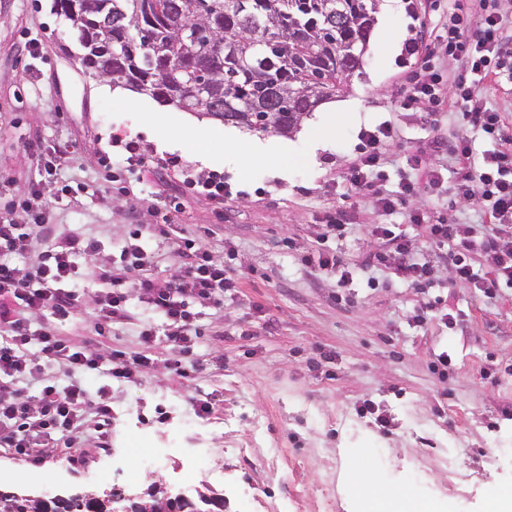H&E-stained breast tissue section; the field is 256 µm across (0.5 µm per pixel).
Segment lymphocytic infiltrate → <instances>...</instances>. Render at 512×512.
I'll return each mask as SVG.
<instances>
[{
	"label": "lymphocytic infiltrate",
	"instance_id": "1",
	"mask_svg": "<svg viewBox=\"0 0 512 512\" xmlns=\"http://www.w3.org/2000/svg\"><path fill=\"white\" fill-rule=\"evenodd\" d=\"M503 30L498 0H448V27L433 36L434 45L466 62L465 73L455 82V96L461 119L472 134L458 138L450 149L457 162L452 177L430 170L428 186L433 190L448 187L460 197L477 196L489 221L434 223L426 214L407 210L409 220L424 229L427 249L419 254L394 225H373L371 234L381 242L372 256L373 264L392 268L411 287L431 285L442 264L451 268L456 281L473 285L489 300L497 299L502 287H512V133L507 132L500 113L484 107L475 94L477 83L484 79L512 78V55L501 50ZM426 51V46L413 39L405 45L418 70L400 88L398 108L408 110L437 100L440 76L431 69ZM476 136L489 145L479 156L472 147ZM394 137V131L387 128L364 132L358 159L341 176L348 190L371 194L376 207L385 212L406 209L415 192L414 183L405 177L394 192L382 188L386 146ZM23 206L27 223L0 219V385L10 387L8 393H0V447L31 456L81 447L91 414L97 419L98 441H105L112 406L105 397H92L79 374L105 367L113 379L132 382L149 358L118 349L105 355L93 349L90 341L60 335L54 327L33 329L32 318L40 313L61 321L75 318L81 305L72 286L77 261L97 256L100 246L80 234L53 237L39 190H31ZM165 233L156 224L131 225L120 262L95 268L94 276L104 287L91 298L94 333L109 335L113 322L125 317L126 288L136 283L141 301L166 321L172 350L166 369L186 378L191 370L180 355L194 345L193 303L223 302L225 291L237 287L238 281L224 266L212 262L195 239L180 236L173 240L174 252L187 257V264L168 278L153 275L154 256L142 241L145 236ZM15 256L30 257L31 262L27 268H16L11 263ZM46 361L63 367L71 382L63 386L44 378ZM32 380L39 383L33 395L20 387L21 382Z\"/></svg>",
	"mask_w": 512,
	"mask_h": 512
}]
</instances>
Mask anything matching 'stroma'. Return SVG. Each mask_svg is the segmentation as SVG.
<instances>
[{"label":"stroma","instance_id":"35a3bbf8","mask_svg":"<svg viewBox=\"0 0 512 512\" xmlns=\"http://www.w3.org/2000/svg\"><path fill=\"white\" fill-rule=\"evenodd\" d=\"M395 3L374 24L362 73L338 97L323 147L309 142L322 107L292 135L251 132L256 153L281 159L275 169L225 153L234 126L109 90L80 64L52 0H0V175L9 178L0 184V217L24 223L21 208L4 204L38 184L56 234L95 238L100 259L116 261L128 225L162 223L163 203L174 202V232L196 239L239 279L222 305H196L195 345L183 360L203 367L188 380L165 369V320L129 286L128 315L108 344L143 352L141 331L152 326L154 362L133 383L105 371L87 380L112 401L111 454H100L92 430L72 457L39 464L0 448L1 489L51 495L70 482L99 492L111 478L142 490L166 484L192 498L211 491L223 495L226 512H359L368 477L419 512H490L512 492V288L489 301L442 266L421 291L372 267L371 225H395L419 251L422 229L336 182L359 152L362 129L388 124L397 133L387 148L390 190L415 146L430 145L429 163L443 170L463 133L453 112L464 67L451 56L436 61L445 80L437 129L424 112L395 109L408 74L402 48L445 23L448 0ZM200 131L207 163L185 147ZM129 141L144 163L127 164ZM62 143L70 152L57 180L40 179L37 153ZM204 174L223 181V208L198 187ZM61 182L68 194L58 193ZM409 206L463 224L481 220L476 201L445 190L420 189ZM341 207L356 211L357 223L324 239L327 216ZM321 249L356 268L347 285L333 270L305 264ZM421 309L429 312L423 323L414 319ZM443 352L453 364L444 383L431 369ZM205 397L216 405L202 418L193 402ZM364 400L394 417L390 433L357 415ZM35 465L41 478L32 482L25 472Z\"/></svg>","mask_w":512,"mask_h":512}]
</instances>
